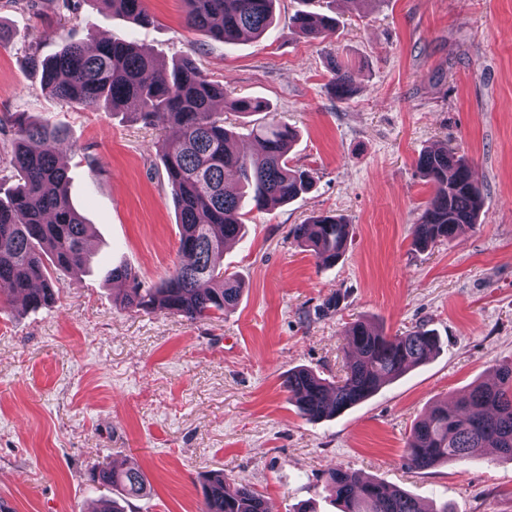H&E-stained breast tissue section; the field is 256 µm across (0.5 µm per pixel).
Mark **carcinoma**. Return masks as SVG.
I'll return each mask as SVG.
<instances>
[{"instance_id":"cac0c4a2","label":"carcinoma","mask_w":512,"mask_h":512,"mask_svg":"<svg viewBox=\"0 0 512 512\" xmlns=\"http://www.w3.org/2000/svg\"><path fill=\"white\" fill-rule=\"evenodd\" d=\"M104 2L136 24L151 22L144 0ZM275 2L185 0L186 25L226 43L259 38L272 27ZM292 24L310 41L330 38L337 27L335 18L308 10L294 14ZM29 64L41 71L49 93L62 101L122 112L134 121L170 130L158 151L178 211V253L183 260L151 288L141 287L127 266L110 268L108 279L131 284L120 305L130 310L160 308L190 321L233 309L242 285L219 266L225 243L241 239L249 209L289 203L312 185L309 171L289 165L293 132L262 102L235 99L230 103L233 111L265 112L267 121L250 130L262 140L261 152L228 151L235 134L214 110L216 101L224 99V88L187 60L169 73L155 70L151 56L132 41L108 39L91 49L69 42L49 59L30 56ZM330 88L337 98H348L353 93L350 71L334 66ZM12 128L9 165L18 183L8 201L0 200V296H22L27 306L37 309L54 302L59 293L50 268H85L90 225L71 202L68 172L56 152L58 132L47 124L30 123L21 114L12 120ZM417 168L432 194L412 225L414 245L451 242L463 228L479 223L482 178L471 161L447 147L427 149L419 155ZM349 233V225L334 215L316 216L293 228L297 243L325 266L344 255ZM344 340L356 356L346 362L340 380L331 382L304 368L288 373L289 399L308 420L333 417L369 399L425 364L438 348L431 330L418 327L387 336L363 319L345 327ZM494 373L495 385L479 384L454 404L437 403L414 421L404 452L407 468L424 470L443 462L465 466L487 448L512 461V363L497 365ZM91 481L119 488L123 499L140 495L146 487L136 465L117 471L101 463ZM324 482L340 512H427L401 488L341 469L326 471ZM202 494L201 512H271L264 495L227 480L221 472L207 479ZM119 499L103 500L96 512H124Z\"/></svg>"}]
</instances>
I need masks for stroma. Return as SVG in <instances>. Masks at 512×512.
Here are the masks:
<instances>
[{
  "label": "stroma",
  "mask_w": 512,
  "mask_h": 512,
  "mask_svg": "<svg viewBox=\"0 0 512 512\" xmlns=\"http://www.w3.org/2000/svg\"><path fill=\"white\" fill-rule=\"evenodd\" d=\"M138 25L102 0H0V197L11 115L59 130L70 197L91 224L89 272L61 274L60 297L31 310L0 297V498L11 512H93L99 462L138 464L149 488L126 512H200L213 471L250 484L273 512H337L323 474L340 468L399 486L424 506L512 512V461L407 469L413 422L512 361V0H316L335 17L326 41L299 38L301 0H279L270 36L224 45L184 23V0H145ZM136 42L163 70L191 59L227 99L261 100L296 133L292 166L312 188L252 211L223 264L243 283L236 307L189 321L122 309L130 266L152 287L178 260L179 224L157 150L163 129L64 103L29 56L67 40ZM354 93L336 99L334 65ZM448 145L483 177L479 224L425 250L411 226L431 196L416 161ZM330 213L350 226L343 257L322 269L292 229ZM386 335L424 326L426 364L336 417L308 421L288 399L289 371L341 376L348 322Z\"/></svg>",
  "instance_id": "obj_1"
}]
</instances>
